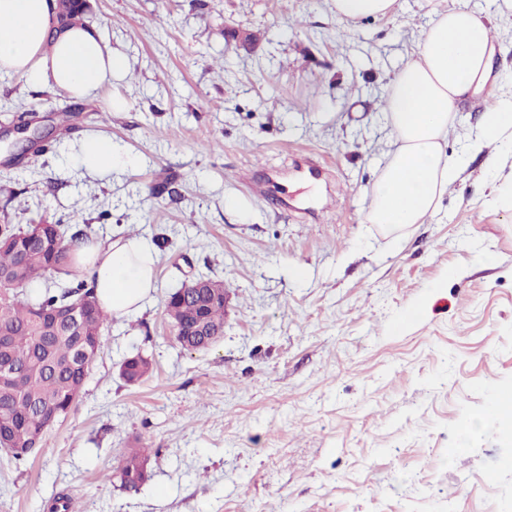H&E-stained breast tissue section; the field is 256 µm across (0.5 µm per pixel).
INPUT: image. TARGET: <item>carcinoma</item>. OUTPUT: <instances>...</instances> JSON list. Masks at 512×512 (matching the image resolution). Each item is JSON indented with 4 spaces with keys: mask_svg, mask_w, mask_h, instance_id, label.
I'll return each mask as SVG.
<instances>
[{
    "mask_svg": "<svg viewBox=\"0 0 512 512\" xmlns=\"http://www.w3.org/2000/svg\"><path fill=\"white\" fill-rule=\"evenodd\" d=\"M89 238L76 233L65 238L61 224L31 221L25 227L0 225V330L10 334L0 360L17 364L21 373L0 386V436L14 445L40 442L50 421L65 418L78 401L96 358L110 316L97 298L95 286L82 280L68 281L73 251ZM201 288L194 297L168 294L165 314L179 340L191 348L195 336L184 332L199 322L224 326V304L214 302L209 289L224 281L199 276ZM45 282L48 287L32 298L28 286ZM82 305L76 330L52 315L70 304ZM151 362L142 354L128 357L120 375L128 383L147 378ZM150 453L145 448L128 451L117 469L120 481L137 486L148 478Z\"/></svg>",
    "mask_w": 512,
    "mask_h": 512,
    "instance_id": "obj_1",
    "label": "carcinoma"
}]
</instances>
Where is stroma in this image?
Listing matches in <instances>:
<instances>
[{
	"label": "stroma",
	"instance_id": "obj_1",
	"mask_svg": "<svg viewBox=\"0 0 512 512\" xmlns=\"http://www.w3.org/2000/svg\"><path fill=\"white\" fill-rule=\"evenodd\" d=\"M436 5L489 19L512 87L497 0H395L355 25L331 0H92L84 24L127 61L94 99L0 75V224L159 253L74 410L25 464L0 450V512L62 496L78 512H512V423L491 410L512 389V164L466 153L484 95L448 130L462 168L442 207L395 231L365 221L396 147L389 86ZM22 116L54 134L16 159ZM88 135L132 165L87 174ZM201 274L229 300L223 337L192 351L164 303ZM137 352L152 372L130 385ZM132 448L151 455L135 494L115 476ZM151 371V362L140 353L128 357L120 366V375L127 383L142 381Z\"/></svg>",
	"mask_w": 512,
	"mask_h": 512
}]
</instances>
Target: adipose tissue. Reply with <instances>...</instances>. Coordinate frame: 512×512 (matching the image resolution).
<instances>
[{
  "mask_svg": "<svg viewBox=\"0 0 512 512\" xmlns=\"http://www.w3.org/2000/svg\"><path fill=\"white\" fill-rule=\"evenodd\" d=\"M493 57L490 29L472 10L441 13L424 32L386 96L397 147L376 184L367 223L400 228L422 223L439 208L460 173L458 158L448 153V124L463 96L488 84ZM126 66L93 29L72 25L52 33L49 0H0V72L88 99ZM493 145L512 148V94L494 93L467 149L479 153ZM77 159L88 173L100 176L124 162L111 140L93 135L83 139ZM76 255L111 316L138 311L154 289L159 256L145 238L83 246Z\"/></svg>",
  "mask_w": 512,
  "mask_h": 512,
  "instance_id": "1",
  "label": "adipose tissue"
}]
</instances>
